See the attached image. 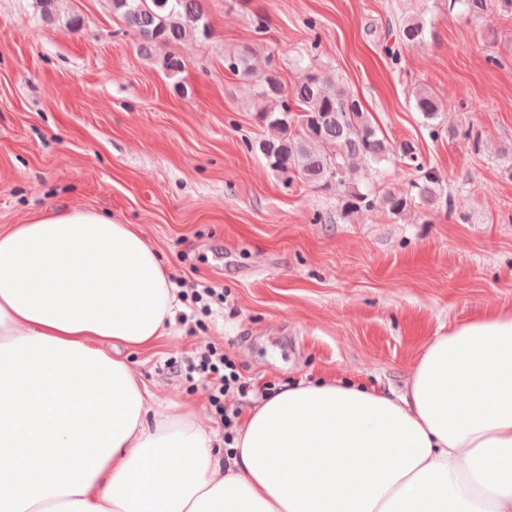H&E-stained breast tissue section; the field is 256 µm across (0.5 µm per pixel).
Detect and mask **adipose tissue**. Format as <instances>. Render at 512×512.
Wrapping results in <instances>:
<instances>
[{
	"mask_svg": "<svg viewBox=\"0 0 512 512\" xmlns=\"http://www.w3.org/2000/svg\"><path fill=\"white\" fill-rule=\"evenodd\" d=\"M179 306L135 225L72 207L0 232V512H512V312L433 336L402 392L272 394L226 455L120 354Z\"/></svg>",
	"mask_w": 512,
	"mask_h": 512,
	"instance_id": "obj_1",
	"label": "adipose tissue"
}]
</instances>
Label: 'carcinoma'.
<instances>
[{"label": "carcinoma", "mask_w": 512, "mask_h": 512, "mask_svg": "<svg viewBox=\"0 0 512 512\" xmlns=\"http://www.w3.org/2000/svg\"><path fill=\"white\" fill-rule=\"evenodd\" d=\"M112 13L128 30L139 37L138 50L146 58H154L161 45L180 43L208 35L200 0H111ZM460 7L469 18H481L494 11L512 17V0H449V8ZM427 23L420 16L403 21L400 40L407 46L424 40ZM251 51L243 48L224 58L226 68L259 82V96L264 105L257 110V120L271 134L254 144L250 150L262 154L270 170L289 182L298 180L312 186H335L337 203L342 216L353 219L377 207L402 216L419 207H430L443 194L440 175L427 164L416 145L404 141L392 144L380 135L360 101L345 87L329 84L312 64H306L292 90H287L273 68L258 74L250 63ZM161 68L174 80L177 92L188 89L180 79L185 70L184 60L167 54ZM415 108L427 121L438 118L441 104L427 89L415 93ZM466 141L473 152L485 149L482 132L472 124L452 132ZM397 156L417 176L411 189L405 192H363L349 179L358 167L388 162Z\"/></svg>", "instance_id": "carcinoma-1"}]
</instances>
